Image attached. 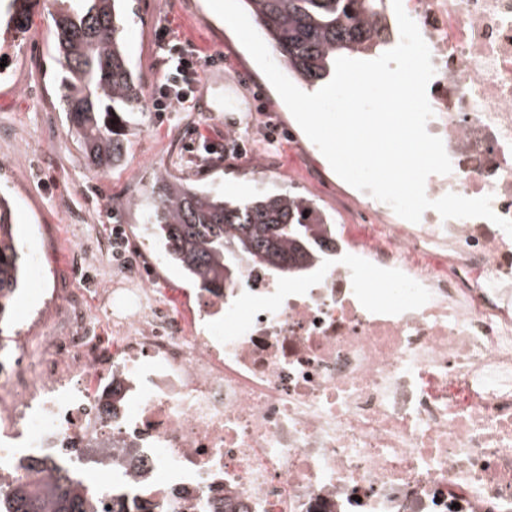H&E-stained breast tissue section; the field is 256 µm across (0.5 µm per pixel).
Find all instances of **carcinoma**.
<instances>
[{"instance_id": "obj_1", "label": "carcinoma", "mask_w": 512, "mask_h": 512, "mask_svg": "<svg viewBox=\"0 0 512 512\" xmlns=\"http://www.w3.org/2000/svg\"><path fill=\"white\" fill-rule=\"evenodd\" d=\"M119 0H74L51 14L62 58V102L69 133L89 166L106 172L127 152L143 86L117 35ZM288 73L304 85L325 79L339 57L370 56L385 48L391 27L384 0H242ZM33 0H10L6 30L27 29ZM148 223L165 244L170 262L199 287L242 288L250 265L286 277L320 264L332 250L333 224L313 202L291 192L245 200L156 176ZM23 248L8 198L0 196V318L11 310L22 281ZM27 481L16 485L0 512H93L96 487L80 476L31 461Z\"/></svg>"}]
</instances>
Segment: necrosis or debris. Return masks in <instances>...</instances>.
<instances>
[{"instance_id": "1", "label": "necrosis or debris", "mask_w": 512, "mask_h": 512, "mask_svg": "<svg viewBox=\"0 0 512 512\" xmlns=\"http://www.w3.org/2000/svg\"><path fill=\"white\" fill-rule=\"evenodd\" d=\"M431 52L427 130L452 162L426 194L512 219V0H403ZM336 263L243 272L179 310L139 248L112 318L0 349V494L28 460L93 471L148 512H512V236L419 223L357 192Z\"/></svg>"}]
</instances>
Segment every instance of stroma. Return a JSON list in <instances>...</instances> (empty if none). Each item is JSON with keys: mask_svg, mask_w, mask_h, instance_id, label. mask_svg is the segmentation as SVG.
Instances as JSON below:
<instances>
[{"mask_svg": "<svg viewBox=\"0 0 512 512\" xmlns=\"http://www.w3.org/2000/svg\"><path fill=\"white\" fill-rule=\"evenodd\" d=\"M54 8L53 0H37L24 35L0 34V58L7 60L0 67V194L12 202L25 260L42 263L38 278H25L0 324L12 335H24L33 324L50 336L67 335L71 324L56 300L70 288H92L86 305L108 316L96 289L134 285L113 267L111 254L93 250L117 228L154 260V287L176 297L196 294L146 224L145 206L161 171L238 199L291 191L314 200L331 223H354L350 185L207 0H124L119 29L145 98L167 77L160 37L219 63L199 68L189 103L171 112L143 108L134 118L124 165L95 173L67 131L49 17Z\"/></svg>", "mask_w": 512, "mask_h": 512, "instance_id": "stroma-1", "label": "stroma"}]
</instances>
